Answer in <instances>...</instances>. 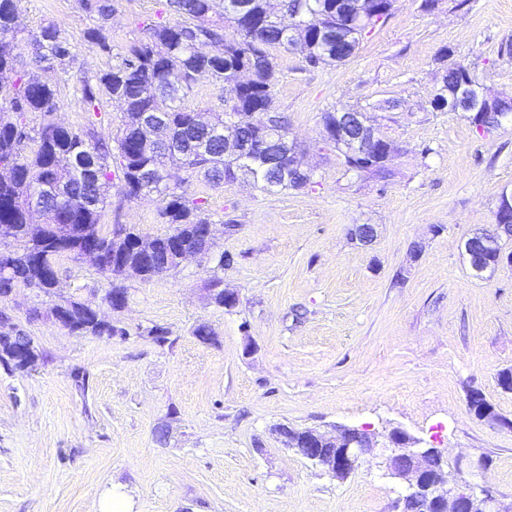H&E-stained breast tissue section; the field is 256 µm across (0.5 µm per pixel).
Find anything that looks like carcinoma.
Masks as SVG:
<instances>
[{"label": "carcinoma", "mask_w": 512, "mask_h": 512, "mask_svg": "<svg viewBox=\"0 0 512 512\" xmlns=\"http://www.w3.org/2000/svg\"><path fill=\"white\" fill-rule=\"evenodd\" d=\"M285 8L273 15L267 0H169L170 8L182 18L172 25H153L148 39L132 46L121 62L96 77V84L85 83L81 102L87 112H98L101 98L116 104L123 112L122 128L113 138L115 147L98 135L94 122L81 129L61 126L34 130L25 122V114H48L57 110V89L42 79L44 65L64 64L72 57L69 43L60 39L48 24L30 36L33 46L29 68L18 67V58L6 38L18 33L16 0H0V73H13L10 107L18 120L0 125V225L12 229L14 259L0 270V291L17 284L34 288H52L58 281L57 260L62 255L55 246V223L84 225L87 236L100 248L106 265L99 272L109 288H122L119 272L112 269V235L100 228L106 193L112 181V160L119 161L122 173L119 195L125 199L157 195L165 201L161 216L171 225L162 235L170 239L187 233L195 225L210 223L201 203L186 196L179 184L168 181L165 166L172 163L188 177L201 175L213 187L225 183V174L233 166L248 161L250 155L224 157L225 117L234 116L235 135L244 139L252 131L244 115L263 112L271 102L277 84L278 61L275 52L287 50L292 43L306 40L307 22L330 0H284ZM80 8L106 20L114 12L112 0H78ZM378 13L371 23L360 21L354 29L352 44L336 41V20L324 22V31L309 49L308 66H335L347 62L357 52L363 36L383 24L391 10L382 2L374 4ZM206 44L215 48L199 52ZM251 69L254 79L242 90L237 85L238 70ZM210 75L230 87L224 100V116L209 117L183 107L197 76ZM478 79L470 66L455 63L448 67L444 80L448 91L458 87L462 76ZM156 112L171 129L173 138L184 142L177 150L160 144L146 146L141 139L139 117ZM35 144L28 150L29 144ZM254 185L267 193L298 188L294 177H284L274 164L253 163ZM49 185L54 195H41L40 212L50 218L42 238H29L33 223L29 199L39 185ZM496 255L470 262L474 276L495 270Z\"/></svg>", "instance_id": "1"}]
</instances>
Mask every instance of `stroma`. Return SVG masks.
I'll return each mask as SVG.
<instances>
[{
    "label": "stroma",
    "instance_id": "obj_1",
    "mask_svg": "<svg viewBox=\"0 0 512 512\" xmlns=\"http://www.w3.org/2000/svg\"><path fill=\"white\" fill-rule=\"evenodd\" d=\"M456 3L396 0L338 66L279 52L272 108L287 114L312 184L267 193L174 171L205 201L216 250L232 261L126 280L127 305L111 315L126 336L70 333L51 317L54 296L28 288L0 299L44 356L32 373L0 368V512H103L109 500L121 512H398L401 485L378 457L331 477L289 449L285 425L400 428L451 461L488 455L476 483L512 498V429L467 407L477 390L512 420V391L497 383L512 368V265L478 278L464 250L512 194V118L483 135L466 113L432 105L449 62L474 65L487 92L512 97V0ZM114 7L102 24L78 0H17L15 54L30 59L29 38L48 23L72 47L70 63L43 74L61 99L54 121L84 127L83 80L118 64L147 25L178 20L168 0ZM95 28L106 48L89 39ZM341 108L364 112L389 141V177L320 151L322 116ZM162 206L109 187L101 228L165 234ZM355 224L375 225L371 245L350 239ZM58 265L63 295L100 303L107 280L90 262ZM215 278L235 308L209 304ZM201 322L211 342L194 336ZM153 326L166 344L144 336Z\"/></svg>",
    "mask_w": 512,
    "mask_h": 512
}]
</instances>
